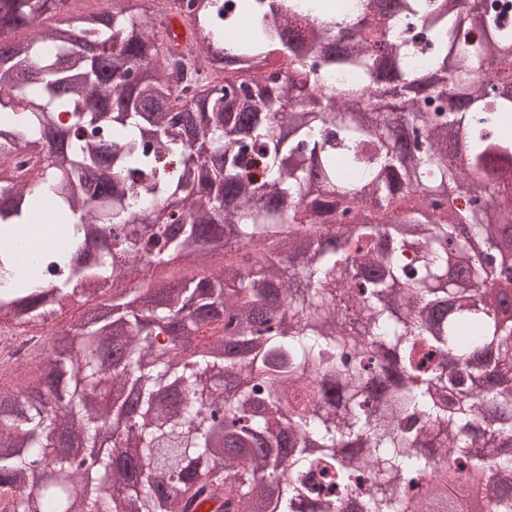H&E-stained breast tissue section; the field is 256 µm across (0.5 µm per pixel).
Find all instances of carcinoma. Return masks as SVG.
Wrapping results in <instances>:
<instances>
[{
	"instance_id": "cac0c4a2",
	"label": "carcinoma",
	"mask_w": 512,
	"mask_h": 512,
	"mask_svg": "<svg viewBox=\"0 0 512 512\" xmlns=\"http://www.w3.org/2000/svg\"><path fill=\"white\" fill-rule=\"evenodd\" d=\"M67 2L0 0V166L39 156L0 183V323L100 310L0 391V512H432V448L512 512V319L485 287L512 288V29L476 0H180L184 45L170 0L36 29ZM46 204L71 248L16 278ZM175 263L208 274L155 275ZM115 381L130 425L85 486L55 426L95 446Z\"/></svg>"
}]
</instances>
